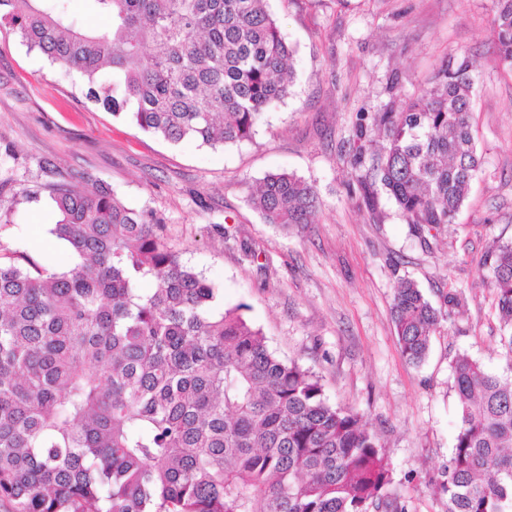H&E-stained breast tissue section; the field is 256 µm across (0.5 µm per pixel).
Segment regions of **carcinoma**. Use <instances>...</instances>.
Masks as SVG:
<instances>
[{
    "label": "carcinoma",
    "mask_w": 512,
    "mask_h": 512,
    "mask_svg": "<svg viewBox=\"0 0 512 512\" xmlns=\"http://www.w3.org/2000/svg\"><path fill=\"white\" fill-rule=\"evenodd\" d=\"M0 0V24L77 76L85 98L177 144H235L290 93L293 48L267 0ZM494 55L512 72V0H495ZM468 60L359 126L350 159L366 204L377 187L407 224L454 222L481 168ZM57 271L16 249L0 260V504L8 512H406L362 416L271 351L244 305L184 266L148 215L104 182H56ZM265 223L315 224L313 185L272 173L252 198ZM512 327V243L487 258ZM145 282L152 288L143 291ZM402 355H427L442 317L412 280L396 288ZM459 413L440 488L447 512H512V381L452 360Z\"/></svg>",
    "instance_id": "obj_1"
}]
</instances>
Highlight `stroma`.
<instances>
[{
  "instance_id": "1",
  "label": "stroma",
  "mask_w": 512,
  "mask_h": 512,
  "mask_svg": "<svg viewBox=\"0 0 512 512\" xmlns=\"http://www.w3.org/2000/svg\"><path fill=\"white\" fill-rule=\"evenodd\" d=\"M295 49L291 93L251 139L169 143L88 102L74 77L0 26V247L71 267L52 235L50 183L89 174L153 214L182 263L243 305L271 350L321 379L329 402L359 412L384 445L390 493L407 512H445L439 489L458 406L452 359L512 376L486 254L512 242V74L493 55L494 0H268ZM473 65L482 166L454 223L425 241L392 199L368 210L349 160L359 125L423 95L447 62ZM51 172H43V161ZM315 186L317 223H265L251 198L270 173ZM250 242L247 256L241 241ZM417 281L443 320L419 365L402 356L396 288ZM458 293L461 305L447 297Z\"/></svg>"
}]
</instances>
